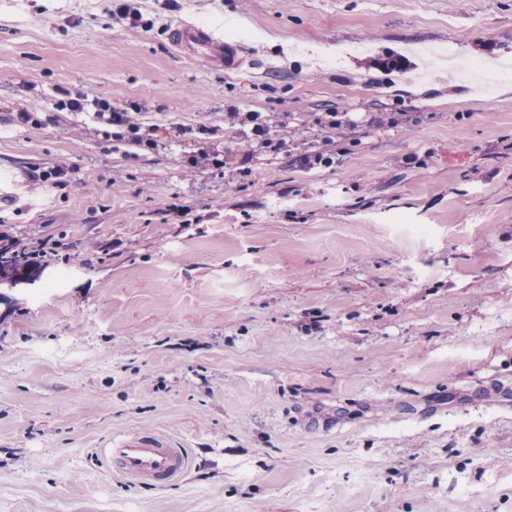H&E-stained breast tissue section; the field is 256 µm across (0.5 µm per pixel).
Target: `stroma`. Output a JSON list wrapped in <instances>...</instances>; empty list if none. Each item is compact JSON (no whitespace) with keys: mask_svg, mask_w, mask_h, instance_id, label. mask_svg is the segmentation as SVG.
Segmentation results:
<instances>
[{"mask_svg":"<svg viewBox=\"0 0 512 512\" xmlns=\"http://www.w3.org/2000/svg\"><path fill=\"white\" fill-rule=\"evenodd\" d=\"M140 5L151 29L104 0H0V195L24 198L14 237L59 245L0 303V512H512V81L489 104L426 53L512 59V0ZM184 22L247 31L240 63L176 49ZM62 86L220 126L234 168L231 108L363 135L326 130L329 168L189 177L194 141L74 137ZM34 103L38 128L10 126ZM56 166L65 188L26 195ZM138 430L185 450L176 483L109 470L104 443ZM68 170L65 167H55L48 170L39 171L33 169L29 175L30 180L33 182V186H39L44 184H50L55 188L64 187L67 184ZM28 238L36 245L31 251L30 260L33 262L43 261L49 263L57 254V245L51 242L48 236L43 234L41 227L32 224L28 228Z\"/></svg>","mask_w":512,"mask_h":512,"instance_id":"stroma-1","label":"stroma"}]
</instances>
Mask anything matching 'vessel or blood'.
Segmentation results:
<instances>
[{
	"mask_svg": "<svg viewBox=\"0 0 512 512\" xmlns=\"http://www.w3.org/2000/svg\"><path fill=\"white\" fill-rule=\"evenodd\" d=\"M174 44L183 51H202L211 62L232 66L237 62L238 48L224 42L213 31L184 23L172 31ZM104 456L119 474L133 482L169 485L177 481L187 467L182 449L157 432L134 431L110 441Z\"/></svg>",
	"mask_w": 512,
	"mask_h": 512,
	"instance_id": "1",
	"label": "vessel or blood"
}]
</instances>
